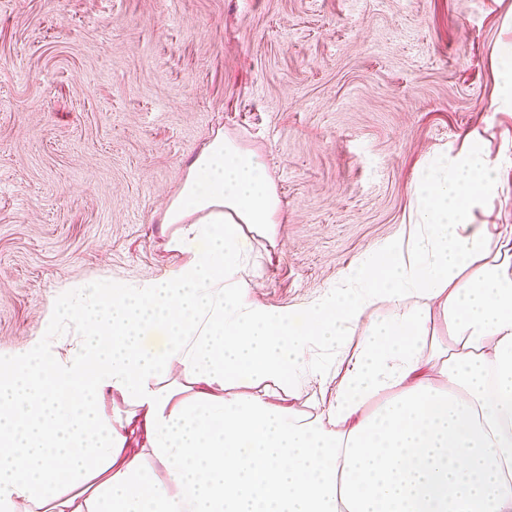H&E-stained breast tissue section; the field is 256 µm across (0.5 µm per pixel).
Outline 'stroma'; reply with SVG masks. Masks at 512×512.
<instances>
[{
  "label": "stroma",
  "mask_w": 512,
  "mask_h": 512,
  "mask_svg": "<svg viewBox=\"0 0 512 512\" xmlns=\"http://www.w3.org/2000/svg\"><path fill=\"white\" fill-rule=\"evenodd\" d=\"M512 0H0V360L71 283L181 261L161 220L223 131L279 223L244 227L262 304L296 308L409 223L426 157L483 151L469 230L512 232Z\"/></svg>",
  "instance_id": "obj_1"
}]
</instances>
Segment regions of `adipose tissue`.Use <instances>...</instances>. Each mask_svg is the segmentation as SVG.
<instances>
[{
  "label": "adipose tissue",
  "mask_w": 512,
  "mask_h": 512,
  "mask_svg": "<svg viewBox=\"0 0 512 512\" xmlns=\"http://www.w3.org/2000/svg\"><path fill=\"white\" fill-rule=\"evenodd\" d=\"M494 185L482 153L431 159L409 255L382 244L322 297L270 307L241 275L242 227L278 223L281 200L216 132L164 211L179 266L78 285L45 316L74 346L0 362V512H512V260L463 231ZM328 383L314 414L268 402Z\"/></svg>",
  "instance_id": "adipose-tissue-1"
}]
</instances>
